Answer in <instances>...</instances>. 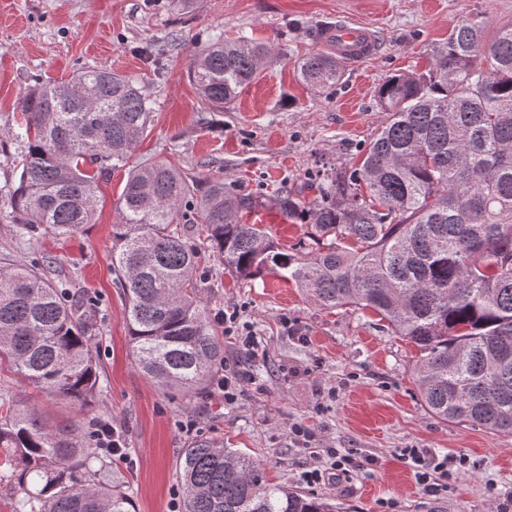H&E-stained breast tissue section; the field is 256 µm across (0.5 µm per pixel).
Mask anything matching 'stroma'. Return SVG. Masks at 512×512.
Here are the masks:
<instances>
[{"mask_svg":"<svg viewBox=\"0 0 512 512\" xmlns=\"http://www.w3.org/2000/svg\"><path fill=\"white\" fill-rule=\"evenodd\" d=\"M176 2L0 0V262L36 268L98 299L99 392L82 411L5 366L0 390L13 393L16 409L37 407L55 426L96 418L121 427L129 458L112 468L128 482L135 512H170L182 497V452L199 439L246 452L271 482L328 498L339 512H512V475L504 472L512 434L433 415L413 374L416 346L377 316L325 309L271 272L237 277L202 248V302L213 315L236 311L237 329L258 341L256 355H242L235 336L216 324L224 363H241L253 381L230 405L209 388L165 390L134 361L112 272V226L128 166L102 175L95 220L71 237L19 232L12 205L21 97L91 69L123 74L141 88L151 123L129 166L176 168L189 179L191 204L215 179L241 194L268 195L287 184L314 197L312 175L357 164L378 133L385 115L375 95L388 76L424 70L462 21L483 23L490 34L512 23V0H189L181 9ZM339 21L370 29L375 50L348 64L338 85L310 91L297 60L321 50L320 32ZM241 35L270 44L271 55L229 109H202L188 73L193 51ZM299 424L314 434L310 447L292 433ZM333 448L371 463L334 470ZM414 448L428 463L456 462L455 479L426 491L408 457ZM315 469L322 479L307 481Z\"/></svg>","mask_w":512,"mask_h":512,"instance_id":"1","label":"stroma"}]
</instances>
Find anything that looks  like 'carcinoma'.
<instances>
[{
    "mask_svg": "<svg viewBox=\"0 0 512 512\" xmlns=\"http://www.w3.org/2000/svg\"><path fill=\"white\" fill-rule=\"evenodd\" d=\"M270 53L245 38L195 51L189 73L204 109L231 105ZM346 66L325 51L298 64L314 92L338 84ZM376 98L387 118L361 164L318 173L311 201L290 186L261 198L216 181L201 222L179 224L188 179L158 161L131 169L112 267L136 365L160 387L199 393L224 362L195 277L199 240L239 277L271 271L325 309L372 311L418 348L415 378L432 414L512 432V25L490 35L459 23L427 69L387 78ZM21 108L20 223L75 234L92 223L98 176L127 162L145 134L147 99L99 69L31 89ZM266 208L306 225L314 248L284 253L243 222ZM91 306L63 282L0 264V362L46 395L88 406L99 384ZM97 426L54 429L0 395V483L13 490V512H132ZM180 482L182 512H336L207 439L183 450Z\"/></svg>",
    "mask_w": 512,
    "mask_h": 512,
    "instance_id": "1",
    "label": "carcinoma"
}]
</instances>
